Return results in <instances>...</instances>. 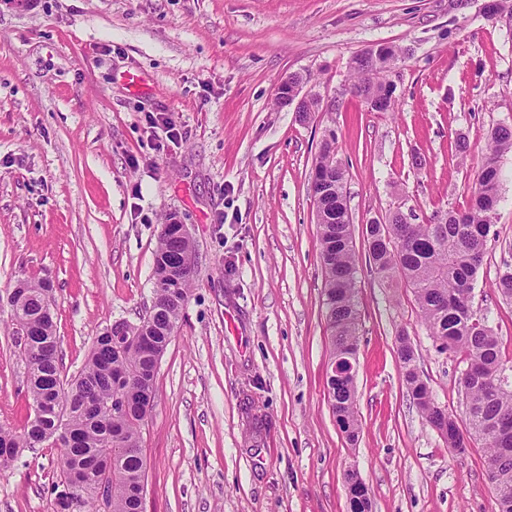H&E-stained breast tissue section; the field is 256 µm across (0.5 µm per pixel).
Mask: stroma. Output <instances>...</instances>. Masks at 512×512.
Masks as SVG:
<instances>
[{"label":"stroma","instance_id":"stroma-1","mask_svg":"<svg viewBox=\"0 0 512 512\" xmlns=\"http://www.w3.org/2000/svg\"><path fill=\"white\" fill-rule=\"evenodd\" d=\"M489 0H0V295L50 282L68 374L95 336L153 300L162 224L195 246L180 328L142 430L146 512H349L345 477L373 512H493L484 442L450 452L398 360L407 334L435 403L466 424L459 377L414 295L382 281L365 226L465 210L492 130L512 128V27ZM401 51L396 109L347 93L349 63ZM141 78L131 88L128 74ZM298 73L335 102L304 119L277 102ZM165 115L169 140L150 119ZM347 171L358 261L356 412L348 440L326 385L332 339L309 177L326 132ZM465 151H458V144ZM473 307L512 361V152L500 162ZM27 368L0 308V425L33 416ZM55 449L0 473V512H54Z\"/></svg>","mask_w":512,"mask_h":512}]
</instances>
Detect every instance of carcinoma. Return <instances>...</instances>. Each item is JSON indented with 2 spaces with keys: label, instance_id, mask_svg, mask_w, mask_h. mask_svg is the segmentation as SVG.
Listing matches in <instances>:
<instances>
[{
  "label": "carcinoma",
  "instance_id": "1",
  "mask_svg": "<svg viewBox=\"0 0 512 512\" xmlns=\"http://www.w3.org/2000/svg\"><path fill=\"white\" fill-rule=\"evenodd\" d=\"M373 48L377 53L371 58L351 60L350 92L374 112H392L394 87L388 75L400 51L386 42ZM335 143L331 131L315 163L318 173L328 178L318 228L334 355L350 351L358 325V268L344 195L346 170L336 159ZM509 151L512 130L499 127L476 172L467 210L438 214L428 224H412L396 210L385 222L367 225V242L375 273L384 280L400 279L412 290L439 351L463 354L467 368L474 371L466 393L469 431L464 437L448 413L435 405L415 365L414 349L403 336L398 356L414 401L432 426H448V447L485 441L487 464L495 467L500 485L512 490V384L504 376L498 337L471 303L499 203V159ZM194 273L191 240L176 237L162 225L154 257L152 311L137 324L119 321L105 328L95 337L82 370L70 378L61 370L54 313L43 310L49 286L17 282L6 304L12 323L24 333L21 354L28 367L32 407L43 408L46 416L20 434L0 426L1 471L25 450L47 442L62 460L51 487L61 512L77 507L100 512L97 491L102 485L110 494V512H140L147 484L141 439L156 399L154 366L178 331ZM327 386L333 412L355 436L356 389L339 378Z\"/></svg>",
  "mask_w": 512,
  "mask_h": 512
}]
</instances>
